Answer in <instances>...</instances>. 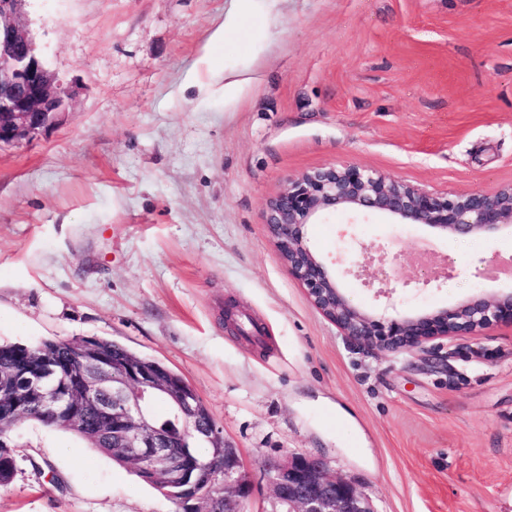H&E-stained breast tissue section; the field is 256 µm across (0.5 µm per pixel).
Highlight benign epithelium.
I'll return each instance as SVG.
<instances>
[{
    "label": "benign epithelium",
    "instance_id": "obj_1",
    "mask_svg": "<svg viewBox=\"0 0 512 512\" xmlns=\"http://www.w3.org/2000/svg\"><path fill=\"white\" fill-rule=\"evenodd\" d=\"M23 0H0V145L15 144L57 125L69 112L75 89L63 85L39 60L22 21ZM341 209L357 217L381 215L394 224H417L449 236L494 238L512 235V186L493 194L428 193L401 180L353 164L330 166L292 178L268 204L267 224L289 273L305 288L315 308L340 333L369 351L405 353L423 350L438 339L473 337L496 323L512 324V289L477 294L456 304L394 318L366 311L349 298L341 280L362 276L357 257L331 270L315 253L305 228ZM58 368L48 359L20 357L0 362V423L19 421L22 410L47 409L65 426L86 417L89 402L99 398L114 450L132 462L151 456L150 479L165 487V495L184 512H242L252 494L242 475L236 449L224 442L215 425L206 431L209 458L192 464L172 446L170 432L145 414L146 403L166 396L178 412L199 401L195 389L164 366L146 367L111 355L98 339L76 345L75 363L64 377L67 397L50 387ZM266 471L277 512H375L371 499L346 479L329 473L318 457L295 455L272 460Z\"/></svg>",
    "mask_w": 512,
    "mask_h": 512
}]
</instances>
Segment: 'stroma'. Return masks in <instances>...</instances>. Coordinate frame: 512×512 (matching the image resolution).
Segmentation results:
<instances>
[{"label": "stroma", "mask_w": 512, "mask_h": 512, "mask_svg": "<svg viewBox=\"0 0 512 512\" xmlns=\"http://www.w3.org/2000/svg\"><path fill=\"white\" fill-rule=\"evenodd\" d=\"M227 0H25L63 121L0 146V344L98 337L180 375L273 512L270 459L322 458L376 512H512V325L403 354L352 345L266 224L291 178L354 164L434 194L512 185V0H284L214 38ZM248 81L224 101V70ZM384 244L400 281L347 288L376 312L512 284V235L452 239L336 211L327 265ZM447 258L454 271L430 284ZM489 261L485 276L473 262ZM264 330L230 331L224 311ZM0 512H176L75 433L19 421Z\"/></svg>", "instance_id": "obj_1"}]
</instances>
